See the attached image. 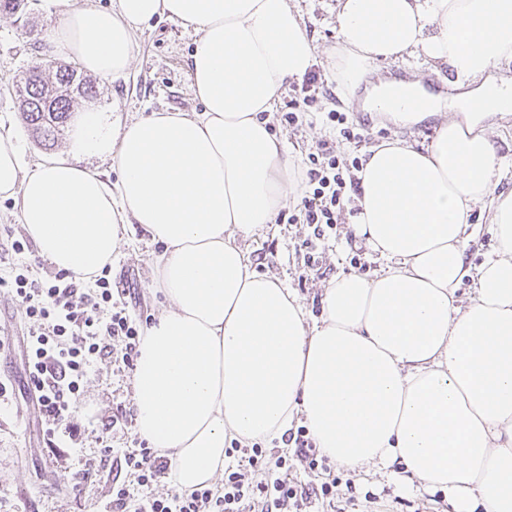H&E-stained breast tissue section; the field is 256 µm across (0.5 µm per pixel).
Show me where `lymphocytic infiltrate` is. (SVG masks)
<instances>
[{
    "label": "lymphocytic infiltrate",
    "instance_id": "lymphocytic-infiltrate-1",
    "mask_svg": "<svg viewBox=\"0 0 512 512\" xmlns=\"http://www.w3.org/2000/svg\"><path fill=\"white\" fill-rule=\"evenodd\" d=\"M362 167L359 158L342 157L326 141L309 153L300 201L287 218L288 223L312 230L311 239L304 242L308 266L318 265L313 242L340 224L359 188ZM27 249L26 240H11L10 250L18 261L8 276L0 278V287L18 303L25 326L21 344L27 383L47 424L48 445L55 448L78 436L73 419L83 401L84 382L97 361L111 358L134 370L144 322L131 308L133 285L115 288L103 275L91 283L74 281L62 272L32 277L29 265L20 260ZM246 452V463L225 468L222 487L159 494L155 488L168 477L171 464L158 449L140 443L125 451L122 472L112 479L104 512H250L255 505L261 512H305L313 494L324 498L336 494L332 480L322 482L316 492L290 481L288 461L282 456L265 478H249V471L262 469L263 450L255 444Z\"/></svg>",
    "mask_w": 512,
    "mask_h": 512
}]
</instances>
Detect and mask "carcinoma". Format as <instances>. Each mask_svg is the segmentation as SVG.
<instances>
[{
	"mask_svg": "<svg viewBox=\"0 0 512 512\" xmlns=\"http://www.w3.org/2000/svg\"><path fill=\"white\" fill-rule=\"evenodd\" d=\"M95 95L94 84L74 64L58 61L52 68L41 64L28 70L21 80V118L42 145L51 147L64 131L74 100Z\"/></svg>",
	"mask_w": 512,
	"mask_h": 512,
	"instance_id": "carcinoma-1",
	"label": "carcinoma"
}]
</instances>
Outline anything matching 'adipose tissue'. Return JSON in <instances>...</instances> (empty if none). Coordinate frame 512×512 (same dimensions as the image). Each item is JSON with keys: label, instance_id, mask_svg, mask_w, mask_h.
<instances>
[{"label": "adipose tissue", "instance_id": "1", "mask_svg": "<svg viewBox=\"0 0 512 512\" xmlns=\"http://www.w3.org/2000/svg\"><path fill=\"white\" fill-rule=\"evenodd\" d=\"M162 16L200 33L189 61L200 112L113 127L88 110L66 151L31 165L0 133V197L57 270L89 281L134 225L161 248L162 309L133 377L137 434L192 490L223 474L232 442L278 441L299 420L340 465L400 466L420 489L447 491L454 512H512V192L495 191L504 162L489 134L512 115V0H337L328 58L343 102L375 63L408 57L449 67L454 93L417 80L367 91L365 111L440 124L426 148L389 141L367 156L353 228L384 265L331 281L314 321L238 240L300 193L267 115L318 49L288 0H83L51 46L115 80L136 31ZM84 157L111 161L116 181ZM486 201L498 248L473 269L470 215Z\"/></svg>", "mask_w": 512, "mask_h": 512}]
</instances>
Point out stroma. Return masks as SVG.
<instances>
[{
	"label": "stroma",
	"mask_w": 512,
	"mask_h": 512,
	"mask_svg": "<svg viewBox=\"0 0 512 512\" xmlns=\"http://www.w3.org/2000/svg\"><path fill=\"white\" fill-rule=\"evenodd\" d=\"M301 14L308 37L321 49L315 65L326 91L299 117L297 125L283 127L271 120L276 134L285 138L293 153L307 157L317 143L333 142L337 153L366 157L368 150L385 141L401 139L414 148L428 146L438 120L427 119L409 127L395 125L376 112H366L360 102L345 105L338 97L336 81L329 71L325 49L336 46L338 33L334 8L336 0H290ZM64 11L45 13L42 0H24L13 14L0 13V133L17 137L25 163L43 156L44 149L24 127L12 83L26 69L39 63L52 48L47 31L63 22ZM197 34L178 22L162 17L137 31L133 62L128 75L116 81L97 80L95 106L110 114L113 122L123 123L153 112L199 110L191 90L190 55ZM345 113L349 127L361 135L360 141L343 138L338 129L326 123L325 113ZM350 224L337 225L334 234L317 240L319 270L306 267L302 244L311 235L303 224L275 223L267 231L243 240L257 272L273 276L293 288L311 317H319L321 298L333 279L358 274L374 277L381 262L370 248L349 238ZM156 246L142 229H134L129 243L113 257L110 279L129 276L140 294L139 310L151 317L160 310V300L152 290V265ZM133 376L117 373L111 360L99 361L87 378L84 402L75 420L84 428L81 446L86 457L97 456L101 437L111 447L134 448L140 438L134 419L112 423L116 408L131 410ZM38 404L33 394L0 401V512H97L108 491L117 466L106 463L99 478L73 497L69 486L78 469L77 459L64 465L51 464L47 456ZM292 481L320 485L326 476L339 478L335 499L314 498L308 512H448V495L441 490L415 489L410 482L392 480L380 473L351 470L334 462L312 472L301 464L289 470Z\"/></svg>",
	"instance_id": "obj_1"
}]
</instances>
